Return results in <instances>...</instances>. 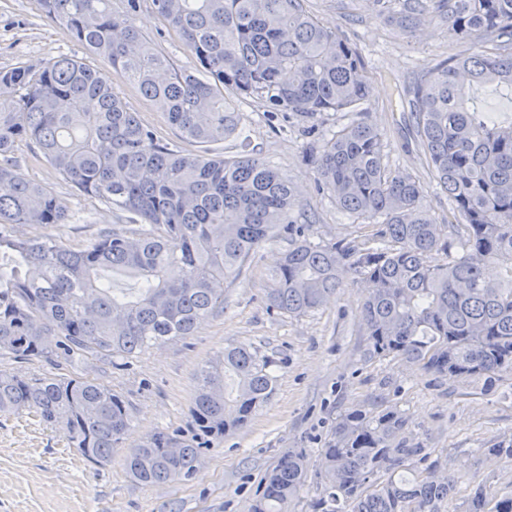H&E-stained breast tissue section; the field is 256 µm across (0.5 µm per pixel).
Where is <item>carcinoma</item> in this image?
Masks as SVG:
<instances>
[{
    "mask_svg": "<svg viewBox=\"0 0 512 512\" xmlns=\"http://www.w3.org/2000/svg\"><path fill=\"white\" fill-rule=\"evenodd\" d=\"M42 11L165 112L182 142L208 146L237 130L238 101L259 98L272 121L308 120L369 101L358 53L320 24L307 0H152L182 38L195 72L176 69L133 24L138 0H38ZM377 15L407 33L437 17L471 52L441 62L413 91L417 133L455 222L420 208L423 188L390 171L383 136L358 119L324 139L315 179L358 219H383L387 247L355 241L316 246L298 234V188L251 154L207 155L165 143L141 125L91 62L60 55L0 70V355L112 365L150 346L189 336L224 302L217 283L280 233L288 250L266 294L271 310L302 316L342 287L369 282L363 314L372 357L394 356L438 377L512 371V121H496L471 92L490 85L512 98V0H373ZM493 43V48L486 47ZM29 142L84 196L119 206L140 229L103 233L80 248L30 238L24 224L69 221L57 197L12 174ZM445 256L431 265L426 258ZM489 264L501 278L484 276ZM137 282L112 287L108 274ZM56 336L55 346L48 337ZM278 362L248 346L224 350L200 371L190 409L193 434L157 432L126 456L144 484L189 481L199 458L246 426L270 398ZM24 411L61 431L89 463L103 466L131 420L112 388L83 376L22 378L0 370V415ZM393 410L342 416L323 449L325 493L315 512H442L453 480L439 459L401 436ZM173 442L181 451L169 456ZM512 462V439L485 449ZM307 456L283 455L263 479L251 512H287L304 484ZM466 512H512V494L489 506L477 486Z\"/></svg>",
    "mask_w": 512,
    "mask_h": 512,
    "instance_id": "carcinoma-1",
    "label": "carcinoma"
}]
</instances>
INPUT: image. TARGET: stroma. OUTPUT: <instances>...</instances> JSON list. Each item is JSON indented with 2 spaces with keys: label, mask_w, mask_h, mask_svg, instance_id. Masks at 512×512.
<instances>
[{
  "label": "stroma",
  "mask_w": 512,
  "mask_h": 512,
  "mask_svg": "<svg viewBox=\"0 0 512 512\" xmlns=\"http://www.w3.org/2000/svg\"><path fill=\"white\" fill-rule=\"evenodd\" d=\"M318 20L337 31L362 58L371 97L370 122L384 135L391 169L411 173L422 184L421 204L436 221L447 223L448 195L433 179L411 112L416 83L442 61L467 55L470 45L450 39L442 23L427 18L410 34L397 33L376 18L372 0H308ZM133 23L150 37L173 67L193 69L194 60L178 35L157 14L152 0H140ZM68 55L86 57L63 26L41 10L37 0H0V69L36 65ZM96 67L121 92L141 123L173 142L177 134L154 102L142 97L120 72L105 62ZM265 102H240L237 135L216 144L227 155L248 152L269 161L299 190L297 212L305 237L315 244L360 239L382 243L380 225L350 216L314 179L308 156L320 133L339 130L348 112H327L317 121L287 112L268 121ZM15 175L41 183L68 212H83L78 223L25 225L29 237L49 235L78 247L105 232L132 226L121 208L80 195L27 144L15 150ZM288 248L280 237L260 247L238 275L225 279L224 302L192 336L154 346L112 367L88 359L63 367L42 359L0 356V370L30 377L89 376L108 386L131 408L132 420L107 465L86 462L62 434L24 413L0 416V512H251L256 490L283 454L307 452V475L288 512H312L324 487L320 451L337 420L352 409L376 415L403 413L407 434L457 478L444 512H465L475 486L489 496L512 493V463L488 459L483 451L512 437V372L496 382L437 377L420 366L387 357H368L362 317L367 293L363 279L349 275L343 288L302 316L268 310L265 292ZM246 345L278 361L275 390L248 426L214 442L187 482L153 485L127 475L124 455L158 431H188L197 375L225 347Z\"/></svg>",
  "instance_id": "obj_1"
}]
</instances>
